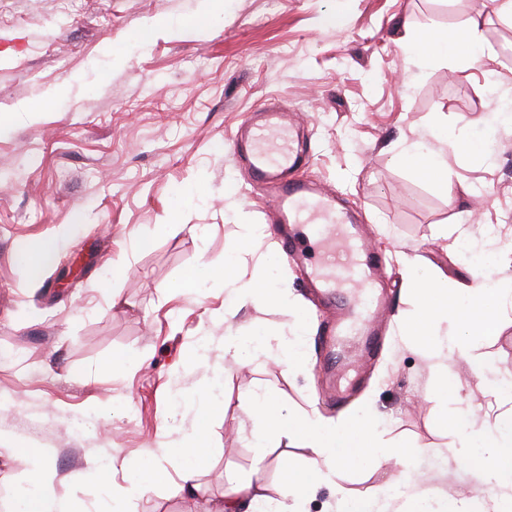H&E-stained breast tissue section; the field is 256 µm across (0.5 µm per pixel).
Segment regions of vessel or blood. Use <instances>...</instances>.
Returning <instances> with one entry per match:
<instances>
[{
    "mask_svg": "<svg viewBox=\"0 0 512 512\" xmlns=\"http://www.w3.org/2000/svg\"><path fill=\"white\" fill-rule=\"evenodd\" d=\"M291 129L286 111L265 105L242 122L232 147L248 160L253 185L273 199L283 247L305 263L312 282L343 289L340 314L329 326V336H358L359 357L371 359L381 342L375 317L387 302L383 279L360 226L335 194L296 176Z\"/></svg>",
    "mask_w": 512,
    "mask_h": 512,
    "instance_id": "vessel-or-blood-1",
    "label": "vessel or blood"
}]
</instances>
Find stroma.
<instances>
[{"mask_svg": "<svg viewBox=\"0 0 512 512\" xmlns=\"http://www.w3.org/2000/svg\"><path fill=\"white\" fill-rule=\"evenodd\" d=\"M474 18L482 43L456 59H425L403 39L408 28L448 36ZM274 99L295 115L304 175L355 212L382 268L389 330L340 404L321 366L336 307L313 293L301 264L283 252L270 269L300 311L246 302L225 317L214 279L238 225L270 221L231 138ZM509 101L512 17L489 0H224L210 15L204 0H0V512L42 463L82 512H108L131 476L149 487L131 512H214L228 478L256 467L271 496L333 512L329 489L307 493L308 449L253 446L258 384L296 412L312 402L335 418L367 406L385 440L426 446L340 471L351 495H376L406 470L452 500L483 491L479 459L441 457L449 425L430 398L435 376L419 351L395 347L391 327L412 308L400 253L416 255L426 276L512 277L493 260L512 249V130L497 123ZM441 119L490 153L451 164L450 179L470 188L454 201L393 158L432 139ZM467 219L472 244L436 239L435 228ZM65 226L34 295L18 254ZM75 256L81 274L59 287ZM191 268L203 287L174 290ZM302 318L307 369L253 356L223 370L225 333L286 334ZM203 343L208 365H191ZM194 430L205 450L202 492L190 496L172 446ZM284 458L297 475L290 485ZM116 459L128 472L102 488L96 468Z\"/></svg>", "mask_w": 512, "mask_h": 512, "instance_id": "35a3bbf8", "label": "stroma"}]
</instances>
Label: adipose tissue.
<instances>
[{"instance_id":"1","label":"adipose tissue","mask_w":512,"mask_h":512,"mask_svg":"<svg viewBox=\"0 0 512 512\" xmlns=\"http://www.w3.org/2000/svg\"><path fill=\"white\" fill-rule=\"evenodd\" d=\"M480 37V25L475 20L449 39L414 29L407 34L409 42L431 59L463 53L479 43ZM484 152L483 142L443 126L433 142L405 145L394 159L433 180L452 199L458 188L448 176L449 160L464 162ZM264 235L263 225H240L236 259L222 266L216 279L238 299L278 304L284 300V292L266 281L263 259L250 250L252 241ZM401 261L405 286L416 308L412 318L400 326L398 336L404 346L424 351L436 375L440 407L454 425L449 442L452 459L479 455L487 487L484 493L452 504L415 503V512H512V385L499 383L487 359L474 364L477 376L485 382L486 405L482 410H474L471 395L463 387L448 385V365L469 356L472 337L493 340L505 322H512V282L490 285L474 279L450 287L423 277L414 258L405 255ZM253 353L287 369L306 361L305 341L300 335H268L256 343L245 336H225V362L241 365ZM250 398L258 418L250 434L255 447L266 448L275 440L301 441L311 452V479L315 486L331 488L336 512H395L394 498L377 495L355 500L333 481L338 470L385 455L387 444L372 423L353 415L332 422L314 411L298 416L260 389L251 390ZM27 482L28 491L19 497L16 512H78L74 498L56 493L52 468L39 467L29 474ZM217 512H301V505L269 496L260 473L255 472L229 483Z\"/></svg>"}]
</instances>
